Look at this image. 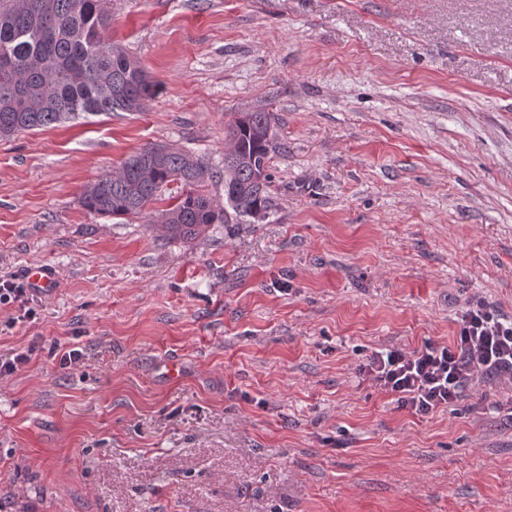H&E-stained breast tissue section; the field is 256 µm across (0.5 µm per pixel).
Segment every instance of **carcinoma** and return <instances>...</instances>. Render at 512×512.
<instances>
[{
    "mask_svg": "<svg viewBox=\"0 0 512 512\" xmlns=\"http://www.w3.org/2000/svg\"><path fill=\"white\" fill-rule=\"evenodd\" d=\"M106 0H0V138L85 114L141 112L155 93L143 67L107 35ZM224 170L205 158L147 145L87 184L81 205L98 216L139 215L173 182L186 188L163 213L166 237L188 241L230 216L199 191L230 178L224 199L235 218L270 208L268 164L280 149L264 110L241 112L227 127Z\"/></svg>",
    "mask_w": 512,
    "mask_h": 512,
    "instance_id": "obj_1",
    "label": "carcinoma"
}]
</instances>
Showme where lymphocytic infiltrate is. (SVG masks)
Returning a JSON list of instances; mask_svg holds the SVG:
<instances>
[{
  "label": "lymphocytic infiltrate",
  "instance_id": "1",
  "mask_svg": "<svg viewBox=\"0 0 512 512\" xmlns=\"http://www.w3.org/2000/svg\"><path fill=\"white\" fill-rule=\"evenodd\" d=\"M458 323L449 345L429 341L412 352L397 345L374 350L359 366L360 377L420 416L455 406L480 381L512 382V317L480 300L461 312Z\"/></svg>",
  "mask_w": 512,
  "mask_h": 512
}]
</instances>
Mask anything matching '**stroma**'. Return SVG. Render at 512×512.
Here are the masks:
<instances>
[{
  "mask_svg": "<svg viewBox=\"0 0 512 512\" xmlns=\"http://www.w3.org/2000/svg\"><path fill=\"white\" fill-rule=\"evenodd\" d=\"M141 112L0 139V277L54 268L0 378V512H512V385L418 416L384 345L512 317V0H107ZM281 150L271 213L164 238L177 186L105 218L84 185L150 144ZM83 350L68 368L52 343Z\"/></svg>",
  "mask_w": 512,
  "mask_h": 512,
  "instance_id": "obj_1",
  "label": "stroma"
}]
</instances>
